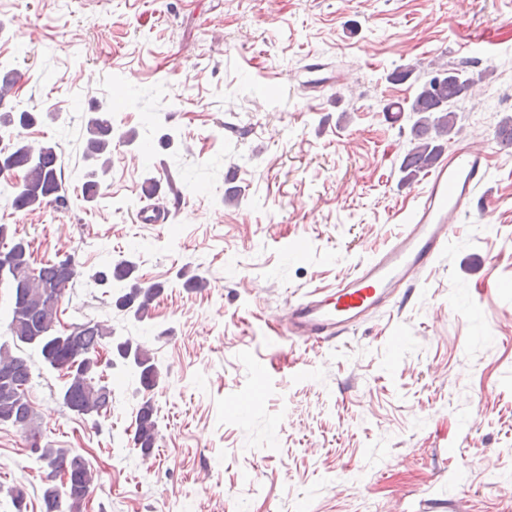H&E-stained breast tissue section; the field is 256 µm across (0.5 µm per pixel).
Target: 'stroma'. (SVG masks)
Wrapping results in <instances>:
<instances>
[{
    "label": "stroma",
    "instance_id": "35a3bbf8",
    "mask_svg": "<svg viewBox=\"0 0 512 512\" xmlns=\"http://www.w3.org/2000/svg\"><path fill=\"white\" fill-rule=\"evenodd\" d=\"M466 65L452 146L512 117V0H0V69L18 73L29 142L55 145L68 206L0 224L36 262L79 271L61 317L154 354L158 438L133 448L143 395L116 369L101 429L66 408L36 351L43 443L98 473L93 512H504L512 502V152L407 301L330 342L288 339L286 310L336 286L398 232L409 131L384 104L413 65ZM112 115V164L83 198L85 115ZM156 184L169 217L136 216ZM121 259L163 292L144 320L85 275ZM203 277L202 288L188 286ZM264 372H256V362ZM45 474L0 426L10 488L41 512Z\"/></svg>",
    "mask_w": 512,
    "mask_h": 512
}]
</instances>
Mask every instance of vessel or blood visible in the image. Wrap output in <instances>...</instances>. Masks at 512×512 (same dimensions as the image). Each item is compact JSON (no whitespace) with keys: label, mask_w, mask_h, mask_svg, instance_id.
<instances>
[{"label":"vessel or blood","mask_w":512,"mask_h":512,"mask_svg":"<svg viewBox=\"0 0 512 512\" xmlns=\"http://www.w3.org/2000/svg\"><path fill=\"white\" fill-rule=\"evenodd\" d=\"M488 158L485 144L451 151L429 175L402 232L334 290H315L290 304L289 335L320 341L349 334L367 312L390 303L397 289L413 292L422 272L447 248L459 217L469 214Z\"/></svg>","instance_id":"vessel-or-blood-1"}]
</instances>
